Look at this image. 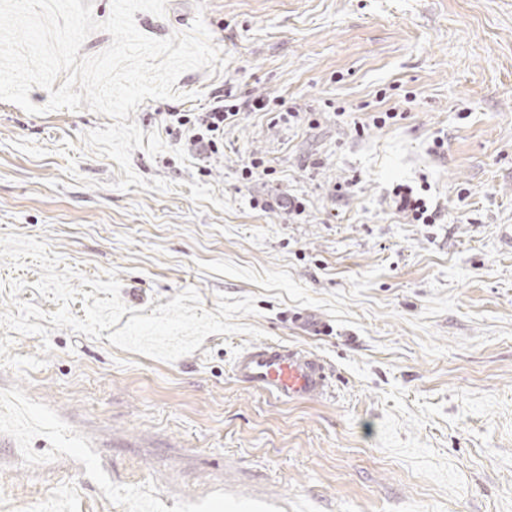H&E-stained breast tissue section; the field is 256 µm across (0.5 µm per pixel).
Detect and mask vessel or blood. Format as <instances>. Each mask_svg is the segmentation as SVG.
Here are the masks:
<instances>
[{"mask_svg": "<svg viewBox=\"0 0 512 512\" xmlns=\"http://www.w3.org/2000/svg\"><path fill=\"white\" fill-rule=\"evenodd\" d=\"M232 373L241 385L285 403L311 400L329 388L320 357L278 342L243 347L233 359Z\"/></svg>", "mask_w": 512, "mask_h": 512, "instance_id": "1", "label": "vessel or blood"}]
</instances>
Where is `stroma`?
<instances>
[{"instance_id":"stroma-1","label":"stroma","mask_w":512,"mask_h":512,"mask_svg":"<svg viewBox=\"0 0 512 512\" xmlns=\"http://www.w3.org/2000/svg\"><path fill=\"white\" fill-rule=\"evenodd\" d=\"M199 16L224 69L131 115L167 145L131 158L165 192L115 189L81 140L110 117L0 101V389L25 401L0 405V512H512V0L135 21L166 38ZM218 96L318 123L245 112L205 160L166 115ZM254 157L272 174L243 179ZM399 185L440 220L396 211ZM262 342L321 355L330 395L237 383Z\"/></svg>"}]
</instances>
